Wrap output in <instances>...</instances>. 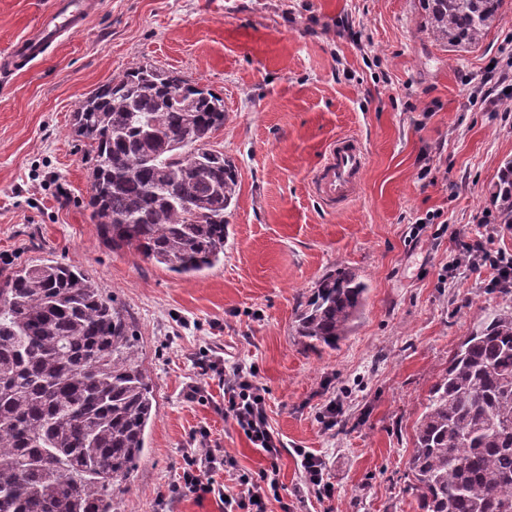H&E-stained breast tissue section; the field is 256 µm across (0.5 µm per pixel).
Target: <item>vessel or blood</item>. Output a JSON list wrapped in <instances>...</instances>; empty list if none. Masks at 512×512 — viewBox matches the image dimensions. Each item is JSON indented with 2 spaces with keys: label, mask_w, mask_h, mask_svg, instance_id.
<instances>
[{
  "label": "vessel or blood",
  "mask_w": 512,
  "mask_h": 512,
  "mask_svg": "<svg viewBox=\"0 0 512 512\" xmlns=\"http://www.w3.org/2000/svg\"><path fill=\"white\" fill-rule=\"evenodd\" d=\"M96 7V0H56L47 24L38 32L19 39L0 57V70L15 72L40 61L59 34L81 30ZM365 170L366 157L358 141L350 136L339 137L317 169L313 189L329 204L345 203L360 185Z\"/></svg>",
  "instance_id": "1"
}]
</instances>
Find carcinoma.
<instances>
[{
	"mask_svg": "<svg viewBox=\"0 0 512 512\" xmlns=\"http://www.w3.org/2000/svg\"><path fill=\"white\" fill-rule=\"evenodd\" d=\"M501 0H424L426 27L475 45ZM224 99L181 74L137 65L73 114L92 146L91 219L114 250L192 276L224 257L239 191L224 152ZM512 224V161L500 185ZM368 285L327 274L296 317L307 348L334 349L363 316ZM431 385L408 462L420 512H512V290ZM156 384L125 312L78 268H0V512H115L114 493L146 445Z\"/></svg>",
	"mask_w": 512,
	"mask_h": 512,
	"instance_id": "carcinoma-1",
	"label": "carcinoma"
}]
</instances>
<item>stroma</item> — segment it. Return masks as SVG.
Returning a JSON list of instances; mask_svg holds the SVG:
<instances>
[{"mask_svg":"<svg viewBox=\"0 0 512 512\" xmlns=\"http://www.w3.org/2000/svg\"><path fill=\"white\" fill-rule=\"evenodd\" d=\"M53 0H0V54L37 28ZM512 59V0L485 38L445 47L421 0H98L82 32L35 67L0 76V268L77 266L134 323L157 385L146 448L116 512H221L213 496H170L191 436L211 437L253 472L267 460L219 411L202 348L254 366L286 449L280 494L301 481L296 449L320 457L332 497L307 491L293 512H418L408 484L413 428L463 336L498 309L499 289L449 274L478 223L512 254L495 200L512 161V102L484 75ZM176 71L224 98L209 139L238 167L224 259L191 278L112 250L90 219L88 146L72 129L86 94L140 64ZM358 137L356 195L334 207L313 175L329 144ZM349 268L369 285L364 314L337 349L299 344L300 305ZM198 378L203 401H187ZM336 403V414L327 406Z\"/></svg>","mask_w":512,"mask_h":512,"instance_id":"1","label":"stroma"}]
</instances>
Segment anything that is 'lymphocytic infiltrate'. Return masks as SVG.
<instances>
[{
    "label": "lymphocytic infiltrate",
    "mask_w": 512,
    "mask_h": 512,
    "mask_svg": "<svg viewBox=\"0 0 512 512\" xmlns=\"http://www.w3.org/2000/svg\"><path fill=\"white\" fill-rule=\"evenodd\" d=\"M458 259L474 272L491 269L490 287L512 288V258L494 260L483 243H460ZM199 374L219 377L224 387V415L231 418L253 448L259 450L269 462L268 468L258 472H242L235 457L211 442L207 427H200L193 435L200 447L182 456L180 484L173 494L186 492L197 497L213 495L219 498L224 512H270L272 500L279 497L278 461L284 449L279 434L272 428L266 409V391L258 383L252 368L238 365L225 371L220 355L199 357L194 361ZM235 471V490L219 485L216 477L221 472Z\"/></svg>",
    "instance_id": "1"
}]
</instances>
